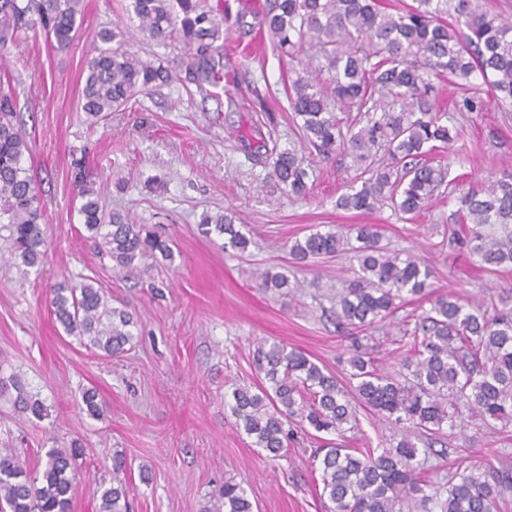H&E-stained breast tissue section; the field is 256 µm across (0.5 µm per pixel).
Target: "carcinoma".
<instances>
[{"label":"carcinoma","mask_w":512,"mask_h":512,"mask_svg":"<svg viewBox=\"0 0 512 512\" xmlns=\"http://www.w3.org/2000/svg\"><path fill=\"white\" fill-rule=\"evenodd\" d=\"M79 0H0V44L22 43L43 34L60 48L69 45ZM139 31L152 40H177L188 51L185 79L203 89L224 80V31L248 26L267 35L281 52L297 57L305 47L323 52L331 93L306 71L289 84L290 110L300 121L305 141L323 157L340 149L363 167L361 188L341 194L336 205L367 211L386 202L403 215L427 209L445 179V171L425 156L459 136L443 122L430 98L431 77L448 73L465 80L478 74L496 97L512 100V20L483 10L477 0H413L388 7L380 0H266L232 20L205 0H130ZM453 14L455 25L445 21ZM101 46L87 58L83 110L95 120L128 107L139 94L177 77L161 63L143 60L125 47L120 29L100 34ZM399 109H378L375 94ZM12 97L0 92V223L8 225L11 253L29 267L44 256L37 185L23 165L30 151L15 122ZM276 154L268 178L292 197L310 190L303 159L293 150L268 147L258 138L255 152ZM384 152L392 165L376 162ZM79 214L90 237L117 268H136L146 257L173 258L170 245L141 224H131L104 208L101 189L85 157L72 161ZM463 222L470 225L464 244L486 269L512 266V173L489 179L460 200ZM205 233L224 236V247L241 253L250 239L227 212L202 216ZM351 247L356 276L339 293L336 323L364 330L406 302L426 295L430 269L415 256L381 245L372 224L354 227ZM349 241L328 229L312 232L290 246L292 260L334 256ZM258 286L281 291L288 277L270 268L255 274ZM51 306L66 334L112 357L133 340L132 316L109 306L91 277L63 280L51 290ZM402 368L405 382L374 367L356 344L349 358L358 404L382 414L400 433L383 448L354 451L336 443L319 449L320 498L325 512H494L509 475L484 459L463 458L443 485L418 477L419 449L411 435L437 436L461 413L485 425L512 424V294L500 304L464 305L441 294L431 308L404 329ZM267 385L232 392L228 408L256 447L278 457L288 446V421L298 417L317 433L343 435L356 420L348 392L336 377L307 354L280 343L263 342L253 352ZM23 413L36 418L46 408L13 382ZM91 416L103 412L96 390L82 395ZM80 449L51 448L42 469L31 471L14 448H0V512H70L77 485ZM130 494L126 460L112 456V485L102 490L98 512H126ZM215 512H254L239 484L224 481Z\"/></svg>","instance_id":"1"}]
</instances>
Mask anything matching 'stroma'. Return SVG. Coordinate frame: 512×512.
<instances>
[{
	"label": "stroma",
	"mask_w": 512,
	"mask_h": 512,
	"mask_svg": "<svg viewBox=\"0 0 512 512\" xmlns=\"http://www.w3.org/2000/svg\"><path fill=\"white\" fill-rule=\"evenodd\" d=\"M128 3L81 0L66 48L39 36L0 50V89L12 91L25 123L24 165L40 189L46 238L42 263L27 267L12 257L9 231L0 224V448L19 449L33 466L49 449L80 443L72 512H97L117 452L130 472L128 512H210L228 480L246 490L254 512H324L315 459L323 439L292 421L287 448L270 458L226 406L236 387L261 382L252 353L263 341L303 351L342 386L352 385L347 360L355 336L337 328L333 313L336 291L354 278L357 263L342 253L297 264L289 248L318 229L348 237L354 225L374 224L382 245L425 261L436 293L497 300L512 287V269H479L449 243L448 229L462 223L461 196L512 172V102L493 98L478 75L465 82L435 78L436 108L463 131L433 159L448 171L436 199L409 220L388 205L343 210L336 199L356 182L351 159L304 149L287 97L293 61L247 28H233L225 42L223 87L206 94L179 78L138 95L125 111L91 121L82 110L83 68L101 30L133 31L129 50L169 67L184 57L176 42L136 34ZM466 98L474 110L463 107ZM253 130L278 149L301 150L307 198L288 197L266 180L275 158L256 156L243 142ZM83 150L107 187L108 210L168 241L172 261L149 258L122 270L100 253L73 187L71 159ZM228 208L251 240L246 252L225 250L223 238L201 229L202 213ZM272 265L284 268L294 294L258 287L254 273ZM65 276L94 277L112 307L132 314L126 352L107 357L64 332L50 290ZM429 308L426 299L403 305L360 332L378 367L399 373L402 353L394 340L407 317ZM16 377L42 400L44 418L18 412L10 386ZM91 387L104 403L97 417L82 402ZM392 434L390 421L361 409L343 443L379 448ZM415 445L429 483L445 482L466 456L512 472V424L489 427L466 418L444 428L437 443L422 437Z\"/></svg>",
	"instance_id": "1"
}]
</instances>
